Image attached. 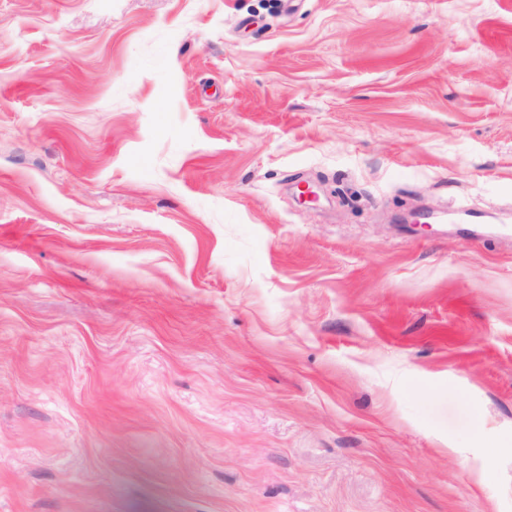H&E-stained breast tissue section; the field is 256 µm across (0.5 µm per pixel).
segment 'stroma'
<instances>
[{"mask_svg": "<svg viewBox=\"0 0 512 512\" xmlns=\"http://www.w3.org/2000/svg\"><path fill=\"white\" fill-rule=\"evenodd\" d=\"M0 512H512V0H0Z\"/></svg>", "mask_w": 512, "mask_h": 512, "instance_id": "35a3bbf8", "label": "stroma"}]
</instances>
